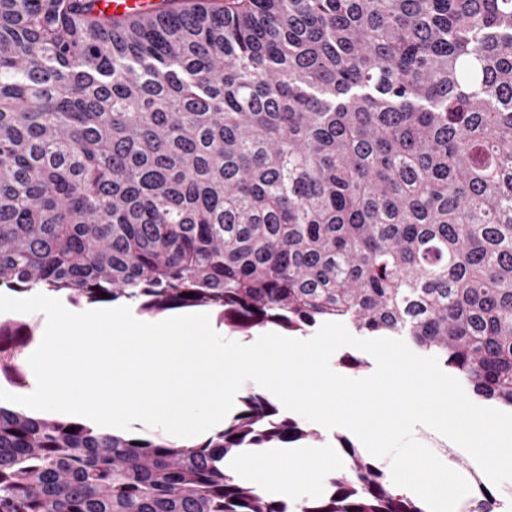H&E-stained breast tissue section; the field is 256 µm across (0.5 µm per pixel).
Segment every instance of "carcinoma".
<instances>
[{
	"instance_id": "obj_1",
	"label": "carcinoma",
	"mask_w": 512,
	"mask_h": 512,
	"mask_svg": "<svg viewBox=\"0 0 512 512\" xmlns=\"http://www.w3.org/2000/svg\"><path fill=\"white\" fill-rule=\"evenodd\" d=\"M402 336L512 409V0H0V288ZM30 323H0L24 387ZM176 445L0 405V512H290ZM298 512H425L343 441ZM165 0H99L97 7L103 13L128 15L156 11Z\"/></svg>"
}]
</instances>
